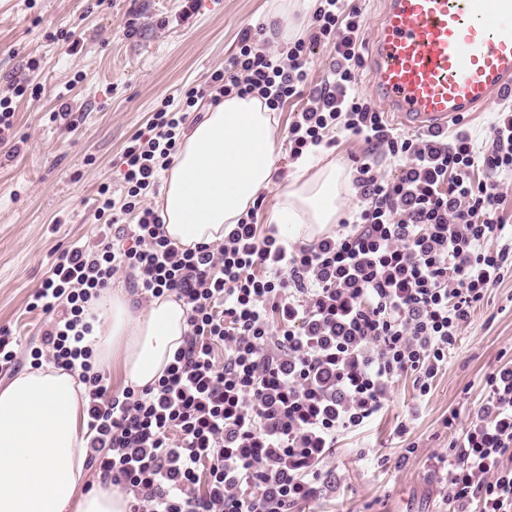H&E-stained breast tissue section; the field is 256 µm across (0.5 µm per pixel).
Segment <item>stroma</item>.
<instances>
[{"label": "stroma", "instance_id": "1", "mask_svg": "<svg viewBox=\"0 0 512 512\" xmlns=\"http://www.w3.org/2000/svg\"><path fill=\"white\" fill-rule=\"evenodd\" d=\"M266 2L0 0V93L26 75L42 87L15 99V148L0 147V327L21 350L0 387L31 366L42 316L26 305L55 253L92 238L102 185L121 195L124 146L163 102L180 104L223 68L243 29L262 27L275 42ZM303 105L297 97L276 113L275 185L254 203L258 224L270 223L298 170L287 135ZM510 367L512 272L471 310L428 393L405 373L365 424L338 430L291 512H455L448 475L463 469L459 445L481 423L491 377Z\"/></svg>", "mask_w": 512, "mask_h": 512}]
</instances>
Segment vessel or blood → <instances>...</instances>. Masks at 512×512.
I'll list each match as a JSON object with an SVG mask.
<instances>
[{
  "mask_svg": "<svg viewBox=\"0 0 512 512\" xmlns=\"http://www.w3.org/2000/svg\"><path fill=\"white\" fill-rule=\"evenodd\" d=\"M374 97L419 134L512 95V0H384L367 57Z\"/></svg>",
  "mask_w": 512,
  "mask_h": 512,
  "instance_id": "b4317fda",
  "label": "vessel or blood"
}]
</instances>
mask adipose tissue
<instances>
[{
  "label": "adipose tissue",
  "instance_id": "ef3b65f1",
  "mask_svg": "<svg viewBox=\"0 0 512 512\" xmlns=\"http://www.w3.org/2000/svg\"><path fill=\"white\" fill-rule=\"evenodd\" d=\"M278 121L260 97L236 95L208 108L184 134L158 207L172 244L192 248L224 239L257 196L274 183ZM350 188L345 168L329 161L301 166L283 186L271 221L291 244L330 234ZM175 297L137 310L116 291L92 302L86 320L101 364H117L126 384L155 385L187 331ZM85 386L50 366L28 370L0 387V512H129L120 487L85 491Z\"/></svg>",
  "mask_w": 512,
  "mask_h": 512
}]
</instances>
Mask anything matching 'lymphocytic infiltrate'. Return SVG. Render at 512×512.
<instances>
[{
    "instance_id": "1",
    "label": "lymphocytic infiltrate",
    "mask_w": 512,
    "mask_h": 512,
    "mask_svg": "<svg viewBox=\"0 0 512 512\" xmlns=\"http://www.w3.org/2000/svg\"><path fill=\"white\" fill-rule=\"evenodd\" d=\"M312 19L308 38L283 57L244 29L223 69L185 90L182 106L153 113L120 157L122 200L99 191L96 240L61 252L28 304L44 316L33 363L85 384L88 463L131 496V512H288L307 493L309 456L335 441L337 429L376 413L396 377L433 378L471 308L512 266V225L499 214L500 187L512 183V110L497 112L481 148L462 126L449 137L393 133L357 89L361 7L319 0ZM311 43L334 51L314 86ZM234 94L260 96L274 111L305 96L288 128L292 158L330 146L339 132L384 148L400 173L382 179L373 157L360 162L351 234L290 249L277 225L259 230L250 210L223 242L176 247L146 200L174 161L189 108ZM125 215L134 223L121 224ZM492 238L500 249H487ZM122 269L142 298L182 301L188 329L157 384L114 395L84 342L92 332L85 312ZM338 323L347 344H314ZM339 358L340 409L314 378ZM491 386L484 412L494 421L467 434L466 468L452 483L458 504L477 497L485 512H512V468L501 464L512 449V368ZM487 472L493 480L481 481Z\"/></svg>"
}]
</instances>
